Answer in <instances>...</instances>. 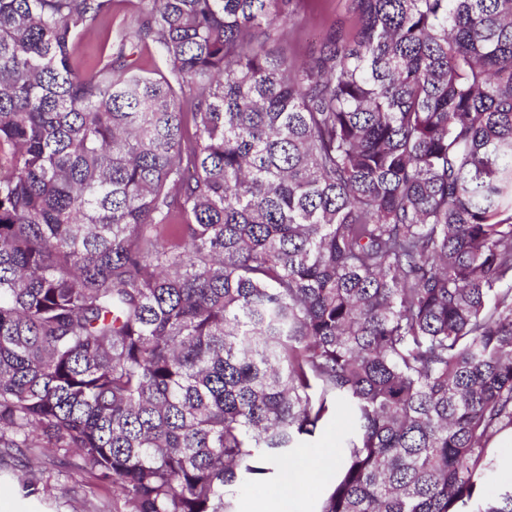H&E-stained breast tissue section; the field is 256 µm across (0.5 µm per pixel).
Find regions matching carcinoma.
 I'll return each mask as SVG.
<instances>
[{"label": "carcinoma", "instance_id": "1", "mask_svg": "<svg viewBox=\"0 0 512 512\" xmlns=\"http://www.w3.org/2000/svg\"><path fill=\"white\" fill-rule=\"evenodd\" d=\"M136 2L0 0V448L236 512L342 407L318 512H512V0ZM128 0H115L112 15L105 25L82 36L78 43L76 57L80 66L85 67L97 61L101 54L109 52L115 44L116 35L134 23L135 13ZM337 22L347 31L354 24L344 0H299L297 16L288 28V50L304 58L310 47Z\"/></svg>", "mask_w": 512, "mask_h": 512}]
</instances>
